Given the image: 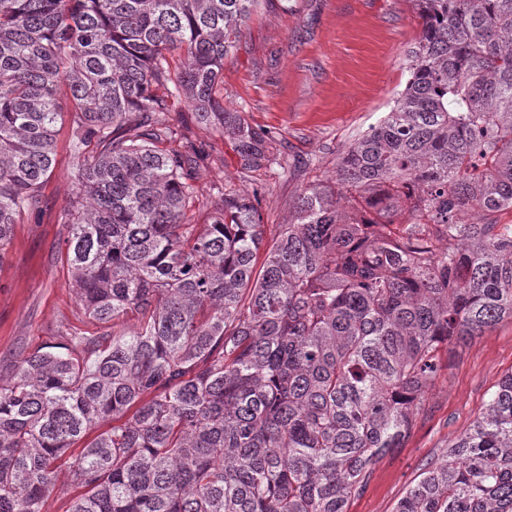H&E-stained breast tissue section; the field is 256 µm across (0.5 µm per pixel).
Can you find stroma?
<instances>
[{
    "instance_id": "stroma-1",
    "label": "stroma",
    "mask_w": 512,
    "mask_h": 512,
    "mask_svg": "<svg viewBox=\"0 0 512 512\" xmlns=\"http://www.w3.org/2000/svg\"><path fill=\"white\" fill-rule=\"evenodd\" d=\"M420 34L411 0H261L236 48L224 61V102L255 128L275 132L278 162L246 175L219 134L188 125L186 140L204 143L213 162L195 179L200 200L187 213L204 223V204L223 186L265 192L260 210L267 236L290 223L307 185L333 175L340 154L390 111L409 78L406 53ZM71 125L57 127V164L43 188L40 213L13 228L0 257V375L22 356L94 331L78 306L72 273L60 253L66 236L58 212L68 205L76 160ZM512 372V320H505L448 356L404 448L373 468L349 512H394L421 473L485 410Z\"/></svg>"
}]
</instances>
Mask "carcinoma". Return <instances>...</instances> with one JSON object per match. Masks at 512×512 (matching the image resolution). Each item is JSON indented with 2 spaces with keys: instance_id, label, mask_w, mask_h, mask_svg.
Segmentation results:
<instances>
[{
  "instance_id": "carcinoma-1",
  "label": "carcinoma",
  "mask_w": 512,
  "mask_h": 512,
  "mask_svg": "<svg viewBox=\"0 0 512 512\" xmlns=\"http://www.w3.org/2000/svg\"><path fill=\"white\" fill-rule=\"evenodd\" d=\"M257 2L0 0V255L42 207L63 87L77 174L57 222L97 326L0 383V512H43L64 464L69 512H348L443 352L512 319L494 219L512 210V0H412L404 90L271 243L257 191L218 187L209 223H186L210 155L165 147L182 97L243 173L276 162L224 106ZM395 512H512V373Z\"/></svg>"
}]
</instances>
